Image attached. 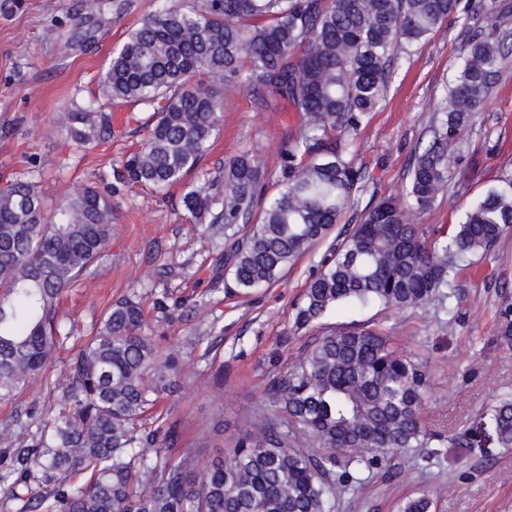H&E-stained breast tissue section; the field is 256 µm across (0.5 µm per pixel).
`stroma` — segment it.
Here are the masks:
<instances>
[{"label":"stroma","mask_w":512,"mask_h":512,"mask_svg":"<svg viewBox=\"0 0 512 512\" xmlns=\"http://www.w3.org/2000/svg\"><path fill=\"white\" fill-rule=\"evenodd\" d=\"M102 2L101 20L90 26L88 39L64 54L59 45L72 34L81 0H0V183L31 172L45 199L58 200L87 184L110 183L113 164L145 141L153 119L133 103L112 104L114 118L134 111L140 121L111 142L78 152L65 138L68 99L78 93L88 102L100 100L99 78L113 49L152 9V0H132L118 14L112 0ZM486 27L478 0H458L440 28L396 63L385 100L354 141L369 172L359 208L388 197L404 200L415 150L432 137L470 36ZM297 121L291 103L268 112L251 90L240 89L225 101L223 126L186 185L163 194L135 185L113 197L106 258L61 296L72 335L61 338L43 375L0 400V456L10 443L44 432L60 407L73 356L114 302L133 297L163 343L191 348L181 389L158 401L176 427L175 453L194 454L203 463L222 453L247 429L268 373L286 369L314 336L379 327L426 366L427 428L461 445L443 459L429 448L404 455L396 478L375 475L355 497H339L336 512H399L403 500L420 493L430 498L432 512H512V448L500 447L481 428L496 397L512 394V230L458 272L457 297L448 309L438 302L405 311L345 305L318 325L296 330L295 304L328 251L325 242L272 287L248 296L227 292L217 250L183 207L185 188L222 196L224 166L244 151L260 157L268 183H275L280 150ZM448 168L446 193L416 217L421 230L458 223L512 170V53L480 111L449 145ZM160 297L168 304L163 313L154 307Z\"/></svg>","instance_id":"obj_1"}]
</instances>
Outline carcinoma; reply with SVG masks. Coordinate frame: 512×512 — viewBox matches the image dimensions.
Returning a JSON list of instances; mask_svg holds the SVG:
<instances>
[{
  "instance_id": "obj_1",
  "label": "carcinoma",
  "mask_w": 512,
  "mask_h": 512,
  "mask_svg": "<svg viewBox=\"0 0 512 512\" xmlns=\"http://www.w3.org/2000/svg\"><path fill=\"white\" fill-rule=\"evenodd\" d=\"M456 8L457 0H155L102 75L107 97L153 110L141 150L112 167V191L80 188L47 223L32 178L0 186V398L52 359L58 298L105 257L112 196L129 184L163 190L198 170L224 97L240 86L271 112L278 98L298 112L276 190L265 195V169L247 151L224 167L223 197L190 189L183 204L210 224L236 291L277 282L355 210L368 174L351 140L384 99L400 54ZM504 55L495 27L468 45L440 126L416 154L409 209L386 198L341 230L304 289L296 328L343 304L403 310L449 300L461 263L512 226V172L431 241L412 219L447 190L448 143L479 111ZM67 123L77 149L114 135L112 113L91 104L71 102ZM241 222L243 235L227 232ZM146 328L140 302L113 303L72 359L50 434L10 444L7 467L25 488L11 491L16 512H336V490L355 493L379 468L397 476L392 461L416 448L459 445L423 422L421 360L380 329L354 328L316 337L286 371L270 374L256 421L227 454L203 467L192 455L175 458V426L148 424L146 414L181 380L186 346L160 347ZM487 417L501 447L512 448V395ZM431 508L423 494L400 512Z\"/></svg>"
}]
</instances>
